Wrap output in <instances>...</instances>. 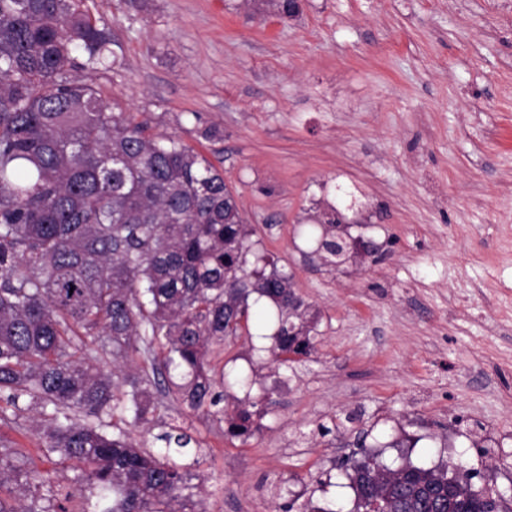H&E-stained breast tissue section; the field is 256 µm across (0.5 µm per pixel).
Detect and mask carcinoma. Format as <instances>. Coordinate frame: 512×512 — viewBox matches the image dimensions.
Listing matches in <instances>:
<instances>
[{"mask_svg":"<svg viewBox=\"0 0 512 512\" xmlns=\"http://www.w3.org/2000/svg\"><path fill=\"white\" fill-rule=\"evenodd\" d=\"M80 0H0V416L39 411L46 452L76 472L64 494L0 446V512H69L97 491L98 512H185L192 494L174 460L192 438L171 427L165 452L142 450L131 429L154 421L147 371L117 376L133 353L175 400L220 417L242 440L252 413L228 410L209 347L249 327L250 296L278 309L274 359L314 351L310 306L294 275L266 256L249 262L245 224L224 173L172 136L109 112L90 77L111 64L110 40ZM256 12L294 17L290 0ZM323 264L365 265L377 244L350 246L348 225L307 230ZM159 352H153V345ZM357 512H482L476 490L450 468L411 463L354 467Z\"/></svg>","mask_w":512,"mask_h":512,"instance_id":"obj_1","label":"carcinoma"}]
</instances>
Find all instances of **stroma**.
Returning a JSON list of instances; mask_svg holds the SVG:
<instances>
[{
  "mask_svg": "<svg viewBox=\"0 0 512 512\" xmlns=\"http://www.w3.org/2000/svg\"><path fill=\"white\" fill-rule=\"evenodd\" d=\"M82 6L116 54L92 74L108 110L223 170L257 251L293 272L316 324L314 352L280 369L264 362L271 336L213 345L211 366L250 380L227 389L253 413L248 440L154 390V426L135 437L195 439L180 460L193 512H354L351 464L366 455L474 472L512 512V0H302L263 21L242 0ZM330 206L383 261L308 259L300 226ZM332 417L339 432L319 436ZM34 419L0 421V439L67 489ZM481 428L491 447H472Z\"/></svg>",
  "mask_w": 512,
  "mask_h": 512,
  "instance_id": "obj_1",
  "label": "stroma"
}]
</instances>
